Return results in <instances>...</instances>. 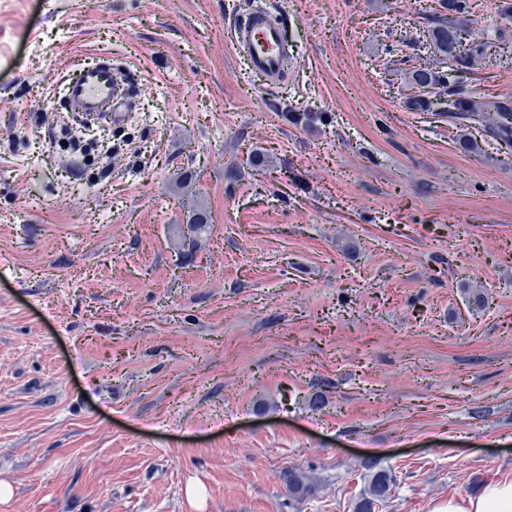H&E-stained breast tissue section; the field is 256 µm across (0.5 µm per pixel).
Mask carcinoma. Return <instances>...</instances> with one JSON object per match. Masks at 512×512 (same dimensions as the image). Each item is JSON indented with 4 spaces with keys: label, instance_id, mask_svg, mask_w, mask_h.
<instances>
[{
    "label": "carcinoma",
    "instance_id": "1",
    "mask_svg": "<svg viewBox=\"0 0 512 512\" xmlns=\"http://www.w3.org/2000/svg\"><path fill=\"white\" fill-rule=\"evenodd\" d=\"M438 6L425 11L421 18L428 33L427 43L442 56V64L410 71V85L415 89L413 105L437 109L448 117V125L459 130L481 128L484 136L512 143V101L481 96L467 85L487 53L488 43L469 37L467 17L474 9L473 0H437ZM416 42L398 40L388 46L389 62L396 65L415 50ZM390 481L384 474L375 476L356 512H374V505L390 494Z\"/></svg>",
    "mask_w": 512,
    "mask_h": 512
}]
</instances>
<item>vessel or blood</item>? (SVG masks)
<instances>
[{
	"instance_id": "1",
	"label": "vessel or blood",
	"mask_w": 512,
	"mask_h": 512,
	"mask_svg": "<svg viewBox=\"0 0 512 512\" xmlns=\"http://www.w3.org/2000/svg\"><path fill=\"white\" fill-rule=\"evenodd\" d=\"M231 36L249 70L267 87H276L284 80L294 52L285 39L282 23L272 12L259 9L249 13L233 26ZM66 94L84 112L108 108V117L116 128L126 125L133 116L130 95L116 83L114 69L105 59L83 65L69 79Z\"/></svg>"
}]
</instances>
